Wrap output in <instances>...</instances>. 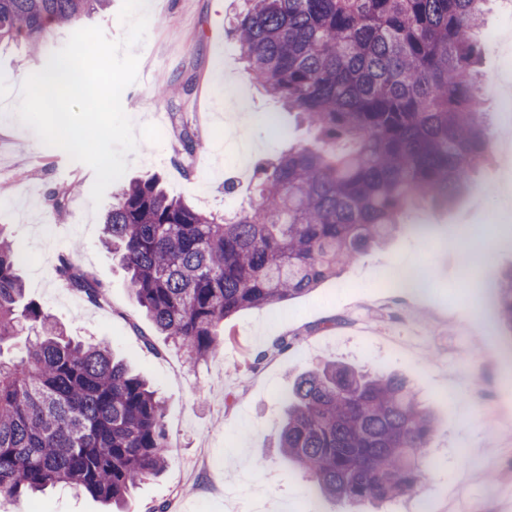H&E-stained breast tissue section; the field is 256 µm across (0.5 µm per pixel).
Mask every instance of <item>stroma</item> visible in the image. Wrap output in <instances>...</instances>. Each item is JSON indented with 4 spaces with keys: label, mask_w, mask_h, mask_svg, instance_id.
<instances>
[{
    "label": "stroma",
    "mask_w": 512,
    "mask_h": 512,
    "mask_svg": "<svg viewBox=\"0 0 512 512\" xmlns=\"http://www.w3.org/2000/svg\"><path fill=\"white\" fill-rule=\"evenodd\" d=\"M240 0H149L146 37L133 47L137 80L122 94L138 142L128 155L124 181L160 176L166 192L205 212H232L255 197L253 173H241L227 147L211 132L224 112L213 91L243 86L251 104L245 130L256 144L254 161L275 159L315 134L256 86L245 70L228 27ZM74 28L57 26L40 49L0 45V224L6 225L21 261L26 297L50 313L76 340H106L114 352L148 379L165 405L167 464L138 485L124 512H236L225 488L238 468L224 465L242 448L253 508L306 502L308 512H351L316 498L308 478L283 463L275 449L284 408L280 395L304 369L328 362L359 369L394 370L409 378L439 423L429 457L437 464L422 491L432 512H448V499L470 502L473 512H512V429L484 414L479 403L493 396L512 403V334L498 322L497 286L512 269V222L494 214L505 164L496 153L470 177L467 192L448 207L421 206L409 222L426 225L416 236L402 230L340 275L287 303L242 310L224 322V347L193 365L185 353L156 333L134 298L125 271L101 244V209L90 191L95 175L84 163L42 144L14 113L25 78L62 48ZM484 76H512V5L489 0L477 33ZM187 84L190 94L158 98L167 85ZM193 134V154L180 151L183 132ZM234 183L235 194L224 192ZM69 187L64 216L49 192ZM67 255L103 287L100 304L62 287L55 277ZM414 264L432 288L417 295L378 293L370 283L383 266ZM406 345L403 356L393 344ZM470 459L476 478H461ZM104 512L103 504L69 486L14 501L0 497V512Z\"/></svg>",
    "instance_id": "obj_1"
}]
</instances>
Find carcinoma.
Instances as JSON below:
<instances>
[{"label":"carcinoma","instance_id":"carcinoma-1","mask_svg":"<svg viewBox=\"0 0 512 512\" xmlns=\"http://www.w3.org/2000/svg\"><path fill=\"white\" fill-rule=\"evenodd\" d=\"M110 0H0V42L38 49ZM232 31L250 78L318 131L262 168L255 202L204 213L155 178L120 186L103 243L156 330L193 363L224 319L283 303L384 243L421 203L451 204L488 154L473 34L485 0H244ZM0 227V497L69 485L107 505L166 466L165 407L108 343H74L24 302ZM56 275L91 303L101 286L69 257ZM512 333V269L498 293ZM278 452L323 499L366 506L418 495L436 419L402 375L332 363L298 375Z\"/></svg>","mask_w":512,"mask_h":512}]
</instances>
